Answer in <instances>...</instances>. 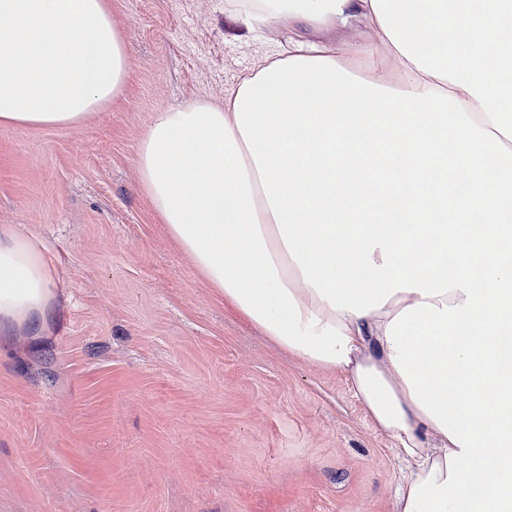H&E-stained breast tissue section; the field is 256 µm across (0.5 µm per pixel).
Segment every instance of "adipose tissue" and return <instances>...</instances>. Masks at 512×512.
Masks as SVG:
<instances>
[{
	"instance_id": "ef3b65f1",
	"label": "adipose tissue",
	"mask_w": 512,
	"mask_h": 512,
	"mask_svg": "<svg viewBox=\"0 0 512 512\" xmlns=\"http://www.w3.org/2000/svg\"><path fill=\"white\" fill-rule=\"evenodd\" d=\"M231 8L304 36L155 113L141 189L228 310L346 373L407 463L395 512H512V0ZM354 19L368 44L306 37ZM129 75L106 0H0V126L80 124ZM52 298L1 225L0 332L40 337Z\"/></svg>"
}]
</instances>
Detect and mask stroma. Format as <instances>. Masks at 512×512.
Segmentation results:
<instances>
[{
  "mask_svg": "<svg viewBox=\"0 0 512 512\" xmlns=\"http://www.w3.org/2000/svg\"><path fill=\"white\" fill-rule=\"evenodd\" d=\"M124 93L0 127V225L46 254L40 340L0 338V512H394L405 469L343 372L229 313L138 183L156 112L220 100L292 30L225 0H109Z\"/></svg>",
  "mask_w": 512,
  "mask_h": 512,
  "instance_id": "35a3bbf8",
  "label": "stroma"
}]
</instances>
